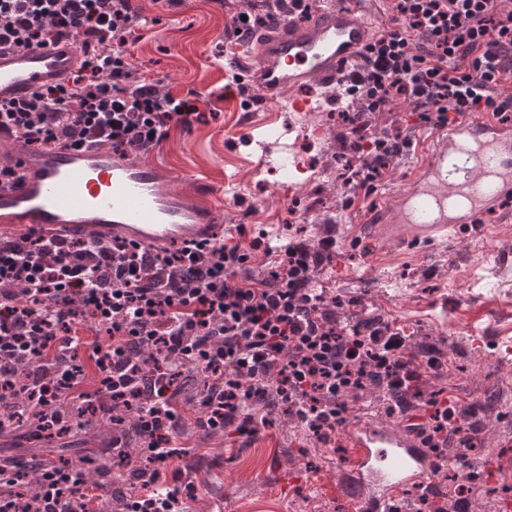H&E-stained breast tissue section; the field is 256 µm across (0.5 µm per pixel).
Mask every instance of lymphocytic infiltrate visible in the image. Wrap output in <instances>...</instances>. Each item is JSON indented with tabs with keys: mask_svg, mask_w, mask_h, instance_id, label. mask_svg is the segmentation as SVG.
Masks as SVG:
<instances>
[{
	"mask_svg": "<svg viewBox=\"0 0 512 512\" xmlns=\"http://www.w3.org/2000/svg\"><path fill=\"white\" fill-rule=\"evenodd\" d=\"M393 24L351 70L338 116L357 155L337 179L373 192L408 147L400 129L365 139L367 117L401 105L440 127L472 112L502 113L512 97V7L502 0H391ZM148 20L131 0H0V45L41 48L79 39L82 67L69 82L0 105V134L45 149L148 150L171 129L205 122L197 92H163L135 76L127 55ZM236 237L187 240L177 250L126 238L0 234V433L114 424L117 410L138 437L146 467L128 473L123 512H186L192 485L163 472L186 456L174 400L198 382L196 425L255 440L266 409L279 407L318 442L331 441L351 408L387 399L388 414L416 409L437 462L469 467L476 405L430 391L442 354L413 349L390 321L340 317L314 284L333 242L291 238L255 275ZM109 486L86 465L0 463V512H99Z\"/></svg>",
	"mask_w": 512,
	"mask_h": 512,
	"instance_id": "lymphocytic-infiltrate-1",
	"label": "lymphocytic infiltrate"
}]
</instances>
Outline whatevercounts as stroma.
Segmentation results:
<instances>
[{"instance_id": "1", "label": "stroma", "mask_w": 512, "mask_h": 512, "mask_svg": "<svg viewBox=\"0 0 512 512\" xmlns=\"http://www.w3.org/2000/svg\"><path fill=\"white\" fill-rule=\"evenodd\" d=\"M152 18L130 47L132 70L175 92L195 91L213 110L207 123L192 130L171 129L149 156L178 175L205 173L216 181L231 178L232 201L224 212V231L244 225L242 247L261 240L252 267L262 274L277 245L304 228L307 240L325 234L336 239L331 265L316 275L328 297L342 299V314L382 316L405 329L415 348L432 347L447 360L432 389L448 388L460 405L481 401L482 448L476 457L494 467L512 449V355L495 340L512 337V220L473 224L458 237L432 248L410 249L381 240L366 223L379 192L405 185L423 159L432 127L406 122L404 113L378 112L370 129L401 125L410 145L389 169L376 193H344L336 182L343 162L336 109L294 112L258 107L252 124L224 109V69L234 44L227 40L231 19L253 12L254 0H133ZM320 128L313 138L312 128ZM290 144L307 163L303 174H286L277 158ZM291 197H284V187ZM487 337L486 347L473 339ZM195 385H186L175 404L185 418L178 439L188 449L174 460L182 482L193 485L189 512H345L342 500L322 498L305 483L308 472L335 474L337 449L306 438L282 411L250 445L232 434L209 435L195 424ZM108 428H86L52 442L23 432L0 435V458L77 460L93 453L112 457ZM472 512H502L512 495V467L497 480L472 475Z\"/></svg>"}]
</instances>
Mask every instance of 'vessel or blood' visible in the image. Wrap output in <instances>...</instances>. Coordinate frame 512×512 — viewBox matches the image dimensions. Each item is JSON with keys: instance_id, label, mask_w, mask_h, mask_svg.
I'll use <instances>...</instances> for the list:
<instances>
[{"instance_id": "1", "label": "vessel or blood", "mask_w": 512, "mask_h": 512, "mask_svg": "<svg viewBox=\"0 0 512 512\" xmlns=\"http://www.w3.org/2000/svg\"><path fill=\"white\" fill-rule=\"evenodd\" d=\"M379 31L366 0H321L309 20L279 19L257 33L234 61L241 82L256 87L267 106L314 112L302 85L340 91L348 65ZM82 63L75 39L45 48L0 46V104L28 99L65 82ZM0 156L19 178L0 186V226H37L52 235H119L164 247L210 237L224 221V189L204 175L181 177L144 154L121 156L88 148L43 150L0 136ZM512 205V119L485 113L443 128L406 185L383 194L370 221L386 238L416 246L460 233L465 225ZM345 448L335 482L346 487L353 512H389L402 492L444 482L446 471L403 419L357 413L341 429Z\"/></svg>"}]
</instances>
